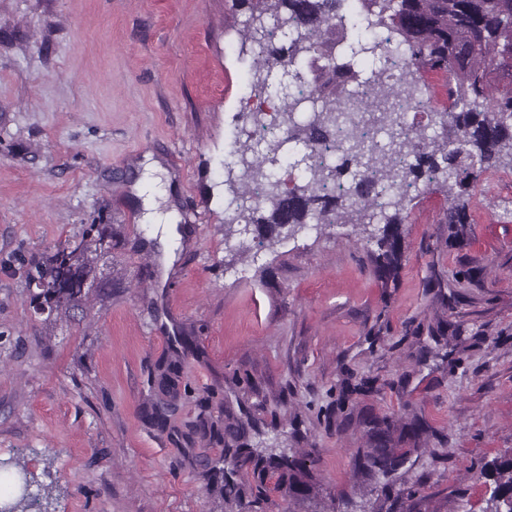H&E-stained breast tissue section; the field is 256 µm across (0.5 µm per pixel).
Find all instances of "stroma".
<instances>
[{
  "mask_svg": "<svg viewBox=\"0 0 512 512\" xmlns=\"http://www.w3.org/2000/svg\"><path fill=\"white\" fill-rule=\"evenodd\" d=\"M248 17L241 0H0V459L48 491L43 512H492L484 468L512 458V167L473 183L465 225L418 181L388 278L374 224L240 253L224 163ZM147 151L160 169L134 168ZM170 217L190 231L168 267ZM88 224L116 234L112 296L44 324L30 263ZM175 359L191 395L161 429L146 415ZM379 434L402 459L387 477L366 470Z\"/></svg>",
  "mask_w": 512,
  "mask_h": 512,
  "instance_id": "35a3bbf8",
  "label": "stroma"
}]
</instances>
